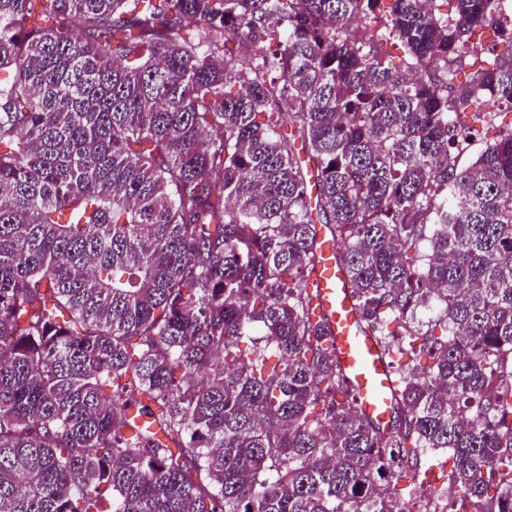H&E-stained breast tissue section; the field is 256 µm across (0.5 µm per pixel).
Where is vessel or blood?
I'll return each mask as SVG.
<instances>
[{
    "mask_svg": "<svg viewBox=\"0 0 512 512\" xmlns=\"http://www.w3.org/2000/svg\"><path fill=\"white\" fill-rule=\"evenodd\" d=\"M308 285L316 290L315 316L324 319L330 328L361 409L376 419L387 420L395 382L379 347L362 327L345 274L336 263V246L332 241L323 243L322 260L311 270Z\"/></svg>",
    "mask_w": 512,
    "mask_h": 512,
    "instance_id": "obj_1",
    "label": "vessel or blood"
}]
</instances>
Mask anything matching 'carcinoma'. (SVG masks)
I'll list each match as a JSON object with an SVG mask.
<instances>
[{
    "label": "carcinoma",
    "instance_id": "cac0c4a2",
    "mask_svg": "<svg viewBox=\"0 0 512 512\" xmlns=\"http://www.w3.org/2000/svg\"><path fill=\"white\" fill-rule=\"evenodd\" d=\"M435 2L373 40L384 0H0V512H394L441 450L450 512H512V124L458 164L512 14ZM323 235L385 424L312 318Z\"/></svg>",
    "mask_w": 512,
    "mask_h": 512
}]
</instances>
